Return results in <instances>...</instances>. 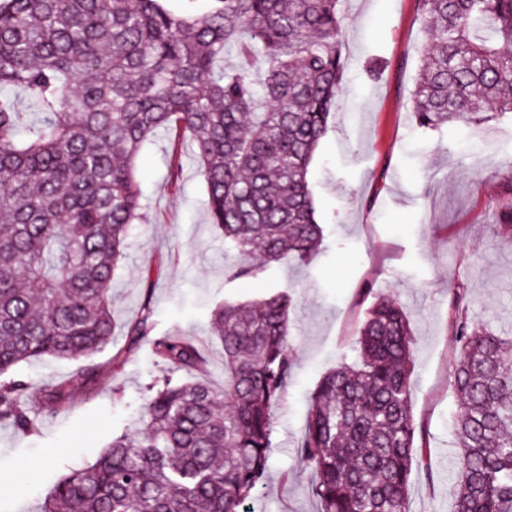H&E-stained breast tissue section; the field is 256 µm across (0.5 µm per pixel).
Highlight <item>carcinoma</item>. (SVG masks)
Listing matches in <instances>:
<instances>
[{
	"label": "carcinoma",
	"instance_id": "cac0c4a2",
	"mask_svg": "<svg viewBox=\"0 0 512 512\" xmlns=\"http://www.w3.org/2000/svg\"><path fill=\"white\" fill-rule=\"evenodd\" d=\"M0 0V87L28 90L41 113L20 138L0 101V376L33 359L80 360L116 324L112 279L141 219L136 160L159 131L171 162L195 147L211 223L233 255L229 280L257 278L318 250L309 167L342 93L343 0ZM426 34L412 94L418 125L512 114V0H418ZM242 63L224 68L225 54ZM292 298L215 308L224 387L200 371L196 339L153 340L166 371L147 386L141 428L61 479L37 512H242L263 486L271 410L293 373ZM144 303L125 335H149ZM453 387L458 467L453 512H512V337L459 317ZM413 334L403 308L375 299L357 360L326 373L298 441L318 512H407L426 442L411 406ZM95 368L35 393L0 381V423L56 414Z\"/></svg>",
	"mask_w": 512,
	"mask_h": 512
}]
</instances>
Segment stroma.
Instances as JSON below:
<instances>
[{
  "label": "stroma",
  "instance_id": "35a3bbf8",
  "mask_svg": "<svg viewBox=\"0 0 512 512\" xmlns=\"http://www.w3.org/2000/svg\"><path fill=\"white\" fill-rule=\"evenodd\" d=\"M343 93L309 170L320 249L307 263L284 260L261 280L227 281L223 234L211 224L206 185L191 143L178 167L160 133L142 151L137 178L144 195L112 284L118 325L150 304L155 335L200 339L207 359L201 379L224 384V357L210 334L225 296L241 302L275 292L293 299V376L272 411V453L265 482L248 512H317L312 474L297 452L308 401L322 376L350 355L372 284L398 301L414 333L411 406L427 444L410 476L409 512H453L446 449L456 443L458 400L455 319L512 336V232L500 222L512 206V114L475 126L451 122L419 128L411 93L425 33L417 0H345ZM123 351L122 366L112 356ZM92 361L94 382L55 415L32 411L33 432L0 427V512H35L55 483L92 463L112 438L135 434L145 388L163 370L147 342L118 335ZM78 367L36 359L16 374L35 389Z\"/></svg>",
  "mask_w": 512,
  "mask_h": 512
}]
</instances>
